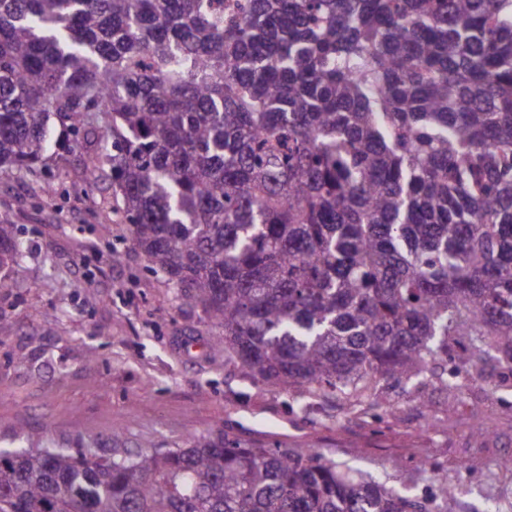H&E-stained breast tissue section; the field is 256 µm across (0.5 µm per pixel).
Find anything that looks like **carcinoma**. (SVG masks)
Returning <instances> with one entry per match:
<instances>
[{
    "label": "carcinoma",
    "mask_w": 512,
    "mask_h": 512,
    "mask_svg": "<svg viewBox=\"0 0 512 512\" xmlns=\"http://www.w3.org/2000/svg\"><path fill=\"white\" fill-rule=\"evenodd\" d=\"M224 357L308 398L512 365V0H0V172L77 139ZM25 249L0 219V270ZM0 446V512H431L292 449Z\"/></svg>",
    "instance_id": "carcinoma-1"
}]
</instances>
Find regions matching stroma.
<instances>
[{
	"mask_svg": "<svg viewBox=\"0 0 512 512\" xmlns=\"http://www.w3.org/2000/svg\"><path fill=\"white\" fill-rule=\"evenodd\" d=\"M86 151L47 160L36 176H0V218L25 242L19 263L0 272L1 446L21 426L50 447L104 445L118 425L129 448L221 433L244 448L306 450L419 499L447 479L454 512H512V471L500 465L512 456V370L457 373L450 390L436 376L456 372L452 358L432 364L426 398L389 383L383 404L355 408L254 377L225 360L201 310L147 271L127 225L112 221L109 183L87 184Z\"/></svg>",
	"mask_w": 512,
	"mask_h": 512,
	"instance_id": "stroma-1",
	"label": "stroma"
}]
</instances>
